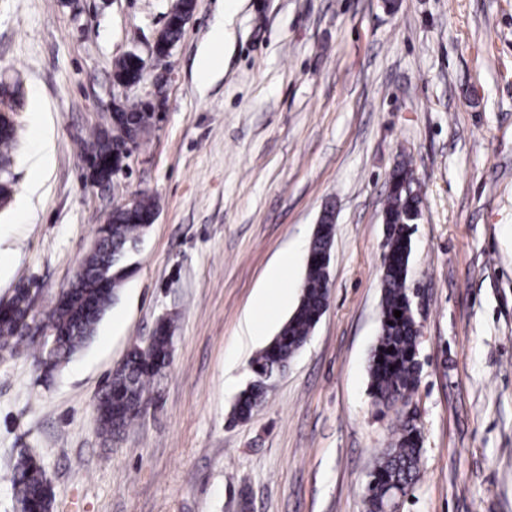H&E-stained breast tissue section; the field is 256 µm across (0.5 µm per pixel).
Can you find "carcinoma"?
Returning <instances> with one entry per match:
<instances>
[{"instance_id":"obj_1","label":"carcinoma","mask_w":512,"mask_h":512,"mask_svg":"<svg viewBox=\"0 0 512 512\" xmlns=\"http://www.w3.org/2000/svg\"><path fill=\"white\" fill-rule=\"evenodd\" d=\"M153 114L141 104L126 106L122 117L112 120V127L100 129L87 149L81 153L84 167L94 168L104 161L113 148L142 140L150 131ZM16 131L0 134V172L8 174L9 151L15 143ZM392 178L398 189L389 193L384 218L386 251L381 273L380 332L369 362V386L374 403L389 409L409 400L417 387L420 366L417 340L420 329L409 304L405 288L408 282L412 252L411 224L420 212L421 198L413 173L408 166L394 171ZM325 225L310 244L306 274L299 303L278 334L256 355L252 362L256 380L242 392L233 415L249 417L266 394L270 380L306 342L319 322L328 303L327 279L319 256L332 247L335 232L333 210L324 209ZM156 199L140 197L138 208L126 205L112 209L109 223L98 229L100 248L82 259L79 269L64 297L57 299L45 320L58 332L57 350L41 352L38 364L49 377L63 363L83 348L94 335L105 312L111 307L117 291L131 273L125 263L136 248L145 229L154 223ZM14 310L0 314V349H6L22 338L19 317L29 303L26 291L17 293ZM401 311V317L394 311ZM173 320L166 318L156 330L152 354L158 358L153 365L142 359L139 347L128 353L125 365L113 371L96 401L97 430L110 438L126 430L142 413L148 382L166 367L167 348L172 339ZM420 432L406 425L394 442L385 449L370 473L365 496L366 512H384L388 493L407 494L417 482L422 463ZM12 491L20 512H51L53 491L46 482L42 465L32 456L17 459L12 478Z\"/></svg>"}]
</instances>
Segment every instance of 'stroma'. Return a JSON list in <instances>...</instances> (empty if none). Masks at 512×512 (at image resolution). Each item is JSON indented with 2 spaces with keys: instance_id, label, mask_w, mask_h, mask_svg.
<instances>
[{
  "instance_id": "35a3bbf8",
  "label": "stroma",
  "mask_w": 512,
  "mask_h": 512,
  "mask_svg": "<svg viewBox=\"0 0 512 512\" xmlns=\"http://www.w3.org/2000/svg\"><path fill=\"white\" fill-rule=\"evenodd\" d=\"M225 2L196 0L163 89L148 77L125 90L114 61L149 56L174 0H0V84L18 104L0 300L33 280L46 314L113 207L158 202L85 348L48 381L41 343L0 352V512H17L23 453L51 482L52 512H365L369 474L408 417L422 466L400 512H512V0H235L229 17ZM220 20L223 46L209 42ZM157 93L162 119L127 168L90 184L81 153L113 100ZM402 161L421 193L408 282L421 372L407 405L383 412L368 363ZM327 207L326 311L232 421L266 344L243 334L244 315ZM168 315L171 364L141 417L103 438L98 392Z\"/></svg>"
}]
</instances>
